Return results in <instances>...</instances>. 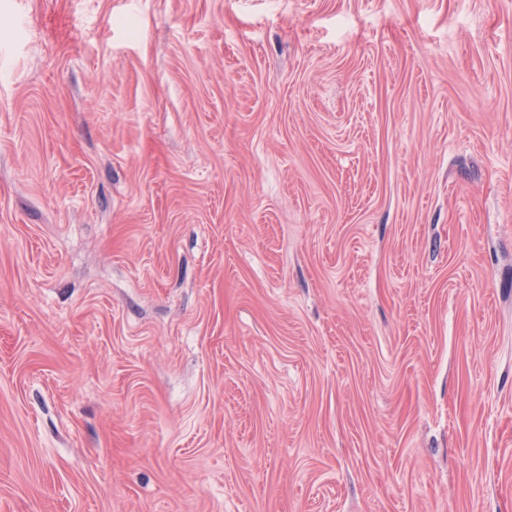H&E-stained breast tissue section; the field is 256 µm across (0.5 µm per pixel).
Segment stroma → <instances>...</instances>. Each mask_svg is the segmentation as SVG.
Returning <instances> with one entry per match:
<instances>
[{
  "label": "stroma",
  "instance_id": "1",
  "mask_svg": "<svg viewBox=\"0 0 512 512\" xmlns=\"http://www.w3.org/2000/svg\"><path fill=\"white\" fill-rule=\"evenodd\" d=\"M0 512H512V0H0Z\"/></svg>",
  "mask_w": 512,
  "mask_h": 512
}]
</instances>
